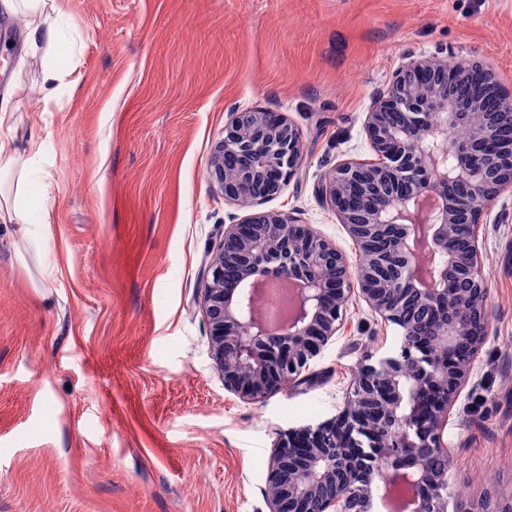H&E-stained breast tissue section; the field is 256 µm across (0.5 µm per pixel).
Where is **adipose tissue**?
I'll return each instance as SVG.
<instances>
[{"label":"adipose tissue","mask_w":512,"mask_h":512,"mask_svg":"<svg viewBox=\"0 0 512 512\" xmlns=\"http://www.w3.org/2000/svg\"><path fill=\"white\" fill-rule=\"evenodd\" d=\"M51 9L58 16H65L66 11L60 0H0V11L8 16H23L25 19V41L28 46L46 45L54 48L60 40V31L56 25L45 23L42 19L44 9ZM42 146L36 138H29L26 144H17L11 139L0 138V187L9 177L17 179V201L11 202L0 191V223L15 225L21 236H30L32 230L28 224L24 209V200L30 199L32 193H39L44 202L41 206V225L51 224L52 211L45 199L49 193L47 184L33 186L24 175L27 163L34 161L41 154Z\"/></svg>","instance_id":"ef3b65f1"}]
</instances>
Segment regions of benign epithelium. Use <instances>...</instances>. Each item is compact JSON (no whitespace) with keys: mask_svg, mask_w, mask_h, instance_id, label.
Returning a JSON list of instances; mask_svg holds the SVG:
<instances>
[{"mask_svg":"<svg viewBox=\"0 0 512 512\" xmlns=\"http://www.w3.org/2000/svg\"><path fill=\"white\" fill-rule=\"evenodd\" d=\"M485 73L489 93L503 99L502 114L511 115L512 96L503 94L504 85L495 73ZM392 113L401 115L396 128L389 123ZM262 115L261 110L233 113L208 161L209 175L224 198L242 207L277 195L304 163L299 129L282 114L273 124ZM461 117L448 98L447 71L426 58L408 59L366 113L364 131L375 159L342 163L318 186V194L358 248L371 250L361 266L352 268L346 254L312 225L278 212H256L225 225L210 250L212 259L201 270L198 304L224 387L244 399L261 402L296 380L340 330L354 291L407 337L413 335L412 328L386 299L393 288L409 291L428 318L447 306L450 315L440 323L438 335L449 349L468 354L462 363L418 365L404 371L402 365L413 362L414 348L409 344L403 358L387 356L365 367L336 419L306 427L300 441L291 436L279 442L269 465L277 492L267 496L268 512H373V490L355 497L336 477L338 447L355 445L364 428L376 435L375 472L386 480L392 456L404 459L415 474V512H430L423 489L442 476L426 460L448 456L442 431L480 350L479 344L465 341V332L473 327L485 331L489 324L485 307L462 323L451 315L464 303L457 289L483 293L486 285L478 238L466 252L448 243L450 223L459 216V206L448 195V180L469 184L468 205L479 219L504 189L512 187V167L474 169L467 164L463 147L444 144L448 124ZM497 132L493 123H473L468 136L491 143ZM449 152L458 158L451 173ZM226 156L241 161L232 182L224 181ZM287 223L296 228L290 241L278 232V226ZM420 241L442 258L428 273L416 261ZM227 265L238 270L232 282L225 279ZM285 281L292 301L280 324L248 314L245 293ZM380 427L396 428V448L378 434Z\"/></svg>","mask_w":512,"mask_h":512,"instance_id":"obj_1","label":"benign epithelium"}]
</instances>
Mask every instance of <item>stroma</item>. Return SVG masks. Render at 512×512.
I'll return each instance as SVG.
<instances>
[{
	"instance_id": "obj_1",
	"label": "stroma",
	"mask_w": 512,
	"mask_h": 512,
	"mask_svg": "<svg viewBox=\"0 0 512 512\" xmlns=\"http://www.w3.org/2000/svg\"><path fill=\"white\" fill-rule=\"evenodd\" d=\"M63 47L0 16V137H37L52 186L39 245L0 224V512H268L285 434L331 420L397 326L351 296L300 380L265 401L224 387L196 302L245 209L207 175L231 113L284 114L305 163L265 204L355 259L317 187L373 153L363 120L407 58L452 57L512 88V0H66ZM65 85L42 89L43 66ZM78 81L79 93L66 84ZM490 323L443 432L448 502L512 496V191L478 228Z\"/></svg>"
}]
</instances>
